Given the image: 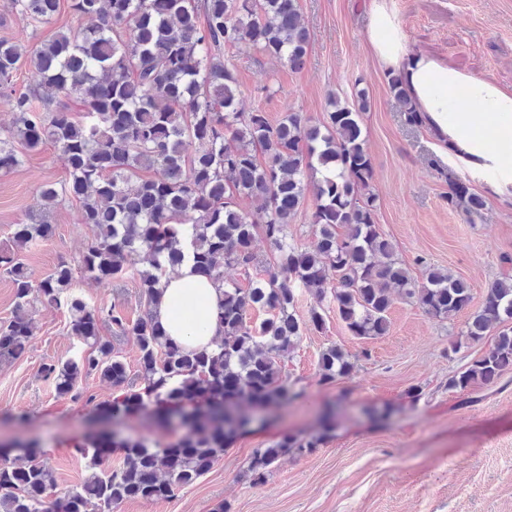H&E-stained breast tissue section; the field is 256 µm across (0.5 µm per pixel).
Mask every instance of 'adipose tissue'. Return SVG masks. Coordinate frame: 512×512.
<instances>
[{"label": "adipose tissue", "instance_id": "obj_1", "mask_svg": "<svg viewBox=\"0 0 512 512\" xmlns=\"http://www.w3.org/2000/svg\"><path fill=\"white\" fill-rule=\"evenodd\" d=\"M367 41L379 64L401 78L449 165L468 172L497 197L512 199V89L413 50L387 0H372ZM461 86L467 88L468 98L449 110L448 96ZM162 285L163 296L153 309L160 324L169 336L189 347L207 345L218 333L221 289L188 263L178 275L164 278ZM188 300L200 304L201 332L191 331L175 313L176 305Z\"/></svg>", "mask_w": 512, "mask_h": 512}]
</instances>
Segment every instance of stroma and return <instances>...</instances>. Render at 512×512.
<instances>
[{
	"instance_id": "35a3bbf8",
	"label": "stroma",
	"mask_w": 512,
	"mask_h": 512,
	"mask_svg": "<svg viewBox=\"0 0 512 512\" xmlns=\"http://www.w3.org/2000/svg\"><path fill=\"white\" fill-rule=\"evenodd\" d=\"M312 37L307 65L290 70L245 46H228L243 111L266 112L271 122L300 112L327 119V102H352L366 90L370 109L360 117L373 174L375 222L417 281L439 268L465 279L469 305L452 319L426 315L415 303L394 298L389 330L380 337L351 335L332 298L302 291L296 313L325 318L324 330L304 328L285 365L304 386V399L277 409L269 426L238 436L211 469L178 497L147 502L129 499L115 512H512V385L479 389L478 402L464 406L447 389L448 378L483 348L467 344L466 325L480 310L486 289L512 259V201L482 191L477 214L448 204L450 186L466 181L431 145L422 127L410 124L391 93L389 73L379 66L367 40L371 0H299ZM410 46L461 72L512 88V0H388ZM62 8L55 23L32 26L10 18L0 38L29 46L49 39L57 27H83ZM53 145L26 154L22 165L0 173V246L12 224L31 212L36 189L64 180ZM53 237L28 249L24 259L33 281L60 261L77 273L72 290L89 306L116 308L129 318L144 314L135 273L96 280L78 267L93 234L80 222L78 204L65 201L50 213ZM34 335L25 352L0 361V441L18 431L37 438L60 490L78 484L86 461L75 444L87 436L89 410L57 398L42 369L77 358L82 344L68 333L67 313L41 303L31 310ZM335 344L360 361L354 374L321 384L318 358ZM421 388L412 399V388ZM339 409L336 428L319 448L289 453L262 483L246 472L253 449L281 433H312L323 405Z\"/></svg>"
}]
</instances>
